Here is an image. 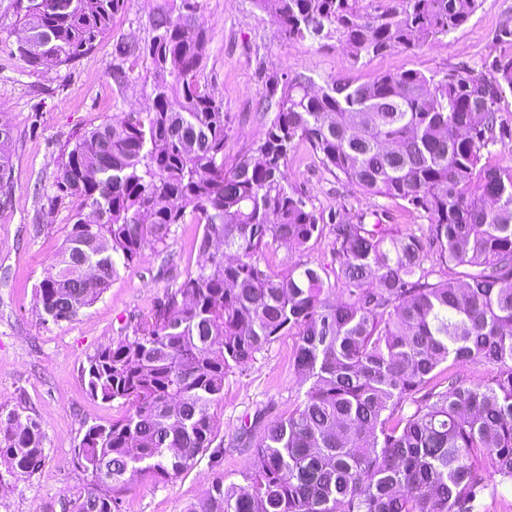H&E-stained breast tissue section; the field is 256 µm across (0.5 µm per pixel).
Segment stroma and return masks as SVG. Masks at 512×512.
<instances>
[{"instance_id": "obj_1", "label": "stroma", "mask_w": 512, "mask_h": 512, "mask_svg": "<svg viewBox=\"0 0 512 512\" xmlns=\"http://www.w3.org/2000/svg\"><path fill=\"white\" fill-rule=\"evenodd\" d=\"M161 0H129L109 35L67 66L34 71L16 52L22 33L0 19V122L8 125L11 146V200L0 206V413L35 419L45 434L41 465L18 480L0 461V512H74L91 477L77 448L87 426L107 423L127 411L121 402H103L86 392L83 368L98 350L131 336L134 327L168 289L196 270L198 224H176L165 245L145 249L140 260L120 270L111 286L73 320L44 321L36 289L51 259L65 244L79 203L55 197L52 183L74 139L112 121L114 115L151 107L146 60L128 61L130 80L123 93L112 83L115 47L145 41ZM208 33L202 79L224 102V154L232 158L263 138L269 113L258 101L270 72H302L315 82L330 77L361 84L383 73L416 70L442 75L459 65L482 66L512 59V0H479L466 24L423 45L395 47L377 56L355 58L339 38L295 44L284 40L250 0H199ZM287 177L323 219L352 221L372 210L389 213L394 233L417 230L422 215L405 202L360 192L324 169L308 143L295 141ZM43 228L34 231V220ZM334 268L332 236L323 233L307 250L279 246L274 270L296 263ZM296 338H276L244 369L228 374L224 398L214 405V449L178 478L158 484L135 476L121 495L120 512H182L203 499L216 476L237 479L250 461L241 441L245 422L282 418L300 394L293 366Z\"/></svg>"}]
</instances>
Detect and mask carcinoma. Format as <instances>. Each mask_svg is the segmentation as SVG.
I'll return each instance as SVG.
<instances>
[{
	"label": "carcinoma",
	"instance_id": "cac0c4a2",
	"mask_svg": "<svg viewBox=\"0 0 512 512\" xmlns=\"http://www.w3.org/2000/svg\"><path fill=\"white\" fill-rule=\"evenodd\" d=\"M129 0H9L22 28L16 51L36 70L64 66L111 32ZM285 40L337 34L354 56L421 45L475 13L478 0H251ZM198 0H161L150 38L120 43L149 61L152 107L76 138L52 187L79 201L65 245L35 293L44 319L69 321L119 270L166 241L171 226L203 225V261L142 320L132 339L98 350L83 368L89 395L127 413L89 426L78 458L92 476L75 512H119L129 476L168 482L215 439L211 407L224 379L288 333L304 388L268 423L240 479H215L183 512H489L512 485V144L498 104L512 93V61L492 75L386 73L353 85L272 74L264 137L224 157V104L201 82L208 36ZM360 191L423 214L396 237L371 211L330 228L334 275L269 265L279 245L305 249L322 233L286 176L295 140ZM12 129L0 124V198L8 201ZM90 208L94 219L85 217ZM83 262L85 284L65 274ZM493 367L486 383L447 362ZM45 435L0 417V459L16 478L40 465Z\"/></svg>",
	"mask_w": 512,
	"mask_h": 512
}]
</instances>
